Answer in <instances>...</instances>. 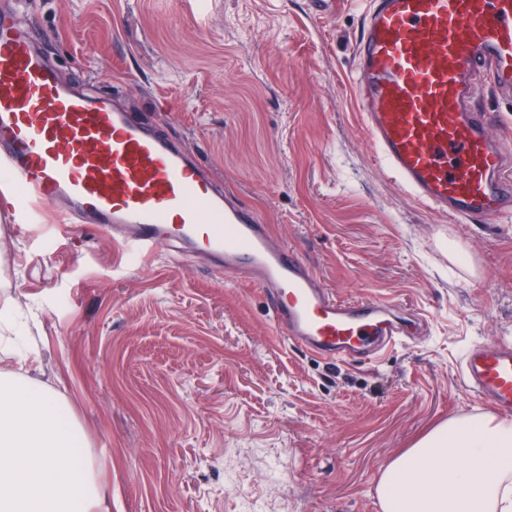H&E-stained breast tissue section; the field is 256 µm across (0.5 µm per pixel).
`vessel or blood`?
<instances>
[{"instance_id": "obj_1", "label": "vessel or blood", "mask_w": 512, "mask_h": 512, "mask_svg": "<svg viewBox=\"0 0 512 512\" xmlns=\"http://www.w3.org/2000/svg\"><path fill=\"white\" fill-rule=\"evenodd\" d=\"M35 33L0 11V178L23 190L21 207L56 206L145 259L169 245L203 256L263 288L283 334L325 359L357 361L406 341L388 305L336 301L194 155L136 112L64 84ZM355 59L368 135L416 200L463 223L512 212V140L492 138V118L474 105L486 66L512 96V0H369ZM461 379L512 415V344L470 349Z\"/></svg>"}]
</instances>
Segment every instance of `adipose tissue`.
Here are the masks:
<instances>
[{
    "label": "adipose tissue",
    "mask_w": 512,
    "mask_h": 512,
    "mask_svg": "<svg viewBox=\"0 0 512 512\" xmlns=\"http://www.w3.org/2000/svg\"><path fill=\"white\" fill-rule=\"evenodd\" d=\"M383 512H512V420H451L380 473Z\"/></svg>",
    "instance_id": "adipose-tissue-1"
}]
</instances>
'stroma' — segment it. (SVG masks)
<instances>
[{
	"label": "stroma",
	"mask_w": 512,
	"mask_h": 512,
	"mask_svg": "<svg viewBox=\"0 0 512 512\" xmlns=\"http://www.w3.org/2000/svg\"><path fill=\"white\" fill-rule=\"evenodd\" d=\"M68 84L122 100L336 299L429 331L372 364L287 341L263 291L93 224L0 209V369L62 399L108 512H381L393 458L485 414L464 353L512 340V214L458 224L382 165L356 103L364 0H22Z\"/></svg>",
	"instance_id": "35a3bbf8"
}]
</instances>
